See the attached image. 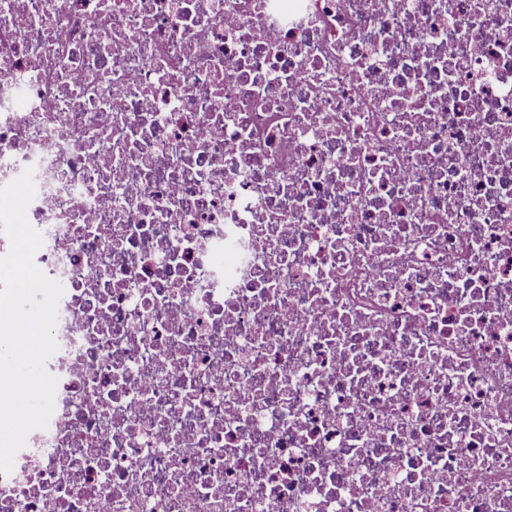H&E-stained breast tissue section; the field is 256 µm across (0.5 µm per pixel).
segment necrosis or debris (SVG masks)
Returning a JSON list of instances; mask_svg holds the SVG:
<instances>
[{"label":"necrosis or debris","mask_w":512,"mask_h":512,"mask_svg":"<svg viewBox=\"0 0 512 512\" xmlns=\"http://www.w3.org/2000/svg\"><path fill=\"white\" fill-rule=\"evenodd\" d=\"M28 168L0 512H512V0H0Z\"/></svg>","instance_id":"necrosis-or-debris-1"}]
</instances>
